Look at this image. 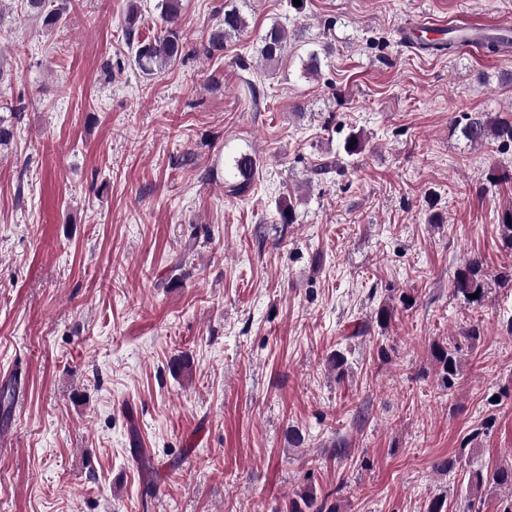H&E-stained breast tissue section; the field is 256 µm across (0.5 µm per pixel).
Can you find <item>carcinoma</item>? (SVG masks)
<instances>
[{"label":"carcinoma","instance_id":"cac0c4a2","mask_svg":"<svg viewBox=\"0 0 512 512\" xmlns=\"http://www.w3.org/2000/svg\"><path fill=\"white\" fill-rule=\"evenodd\" d=\"M28 10L34 17L42 19L46 27H52L63 19L64 13L69 9V0H60L56 5L50 0H26ZM137 6L131 5L126 17L125 36L133 40L137 33ZM161 29L153 37L136 40L134 61L144 72H152L179 60L185 46L180 30V0H161L160 3ZM247 28L246 17L235 7L224 10L223 22L210 35L207 44L203 45V53L211 56L224 51V39L236 36ZM480 44L491 53H499L512 45V38L504 34H490L485 36ZM288 46V30L280 24L272 25L263 38L261 56L267 61L274 60L282 55ZM418 47L432 54L453 53L457 43L453 38L435 39L426 38L418 43ZM16 114L5 118L0 116V148L13 143L16 136ZM462 134L473 145H483L495 140L503 145L512 143V120L493 119L488 114L478 112L466 117ZM237 171V182L229 187L233 195L247 193L255 181L258 167L255 158L249 154H242L234 160ZM483 262L478 256L468 258L455 272V293L460 294L468 303L479 301L483 294L486 282ZM478 294L476 298H469L471 294ZM431 355L440 365L443 386L446 389L454 385L458 372L459 347L451 349L434 343L430 348ZM20 379L13 376L8 382L0 385V414L8 416L16 397L19 394ZM470 484L476 488L484 485L494 487H512V468H498L490 473L474 472L470 476ZM287 512H334V507L327 505V500L316 501V496L304 492L299 499L289 502Z\"/></svg>","mask_w":512,"mask_h":512}]
</instances>
